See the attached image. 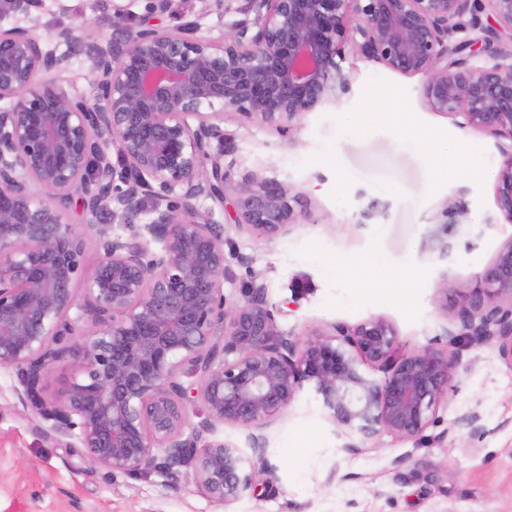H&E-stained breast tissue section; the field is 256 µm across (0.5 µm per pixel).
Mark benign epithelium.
<instances>
[{
  "label": "benign epithelium",
  "instance_id": "7a95c632",
  "mask_svg": "<svg viewBox=\"0 0 512 512\" xmlns=\"http://www.w3.org/2000/svg\"><path fill=\"white\" fill-rule=\"evenodd\" d=\"M483 1L498 28L479 41L456 39L480 26L474 11ZM37 2L4 0L0 11L27 14ZM244 2L246 18L221 40L191 26L145 27L88 44L87 92L62 76L64 58L30 30L0 27V366L17 369L18 400L50 423L45 434L80 429L92 467L190 476L216 501L253 481L242 448L218 426L240 428L263 463L265 430L307 383L345 450L356 453L382 433L422 434L461 365L458 353L435 347L392 361L397 331L382 318L338 325L329 337L286 336L262 283L242 303H226L222 234L193 204L201 195L224 202L225 151H209L224 144V111L291 129L307 112L340 108L352 92L339 65L350 47L425 75L431 109L512 142V47L499 40L512 35V0ZM502 152L496 207L512 223V149ZM144 176L158 188L149 222L127 236L97 223L113 201L112 218L132 223ZM75 204L86 216L80 232L66 222ZM237 208L236 228L258 238L296 224L286 188L253 174L239 186ZM87 236L98 242L84 288L88 327L70 317ZM484 282L462 296L444 336L493 342L512 365V239ZM77 336L79 372L50 399L48 372ZM368 364L387 375L370 377ZM184 377L200 380L195 396L205 411L189 432ZM453 426L483 431L474 410Z\"/></svg>",
  "mask_w": 512,
  "mask_h": 512
}]
</instances>
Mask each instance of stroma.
<instances>
[{
  "mask_svg": "<svg viewBox=\"0 0 512 512\" xmlns=\"http://www.w3.org/2000/svg\"><path fill=\"white\" fill-rule=\"evenodd\" d=\"M68 4L64 15L56 0H41L32 17L0 15V26L30 27L46 39L58 25L76 23L78 39L89 42L123 27L192 22L219 39L240 18L216 0H173L155 14L148 0H124L121 17L110 0ZM341 69L353 86L344 110L307 113L289 131L225 114L224 201H195L223 231L224 294L236 304L251 282L265 284L277 329L300 339L382 317L397 330L396 356L446 347L443 331L457 317L461 294L482 287L497 250L512 240V223L495 204L504 157L494 137L430 109L425 76L350 50ZM347 112L373 113L378 133L368 138L342 126ZM414 135L472 147L484 174L452 167L433 180ZM248 174L288 188L297 216L288 234L257 238L236 230L237 186ZM372 252L386 262L381 279L326 271L335 258ZM407 268L413 276L399 297L383 281ZM461 363L438 422L422 436L383 434L355 454L344 451L314 395L302 391L266 430L268 465L255 469L258 489L228 503L158 471L92 468L78 435L44 436V421L17 402L16 370L0 366V512H512V366L492 344L464 349ZM467 410L482 414V436L454 429Z\"/></svg>",
  "mask_w": 512,
  "mask_h": 512,
  "instance_id": "obj_1",
  "label": "stroma"
}]
</instances>
